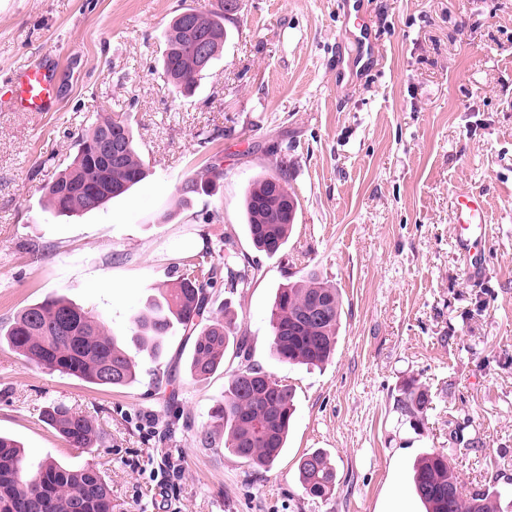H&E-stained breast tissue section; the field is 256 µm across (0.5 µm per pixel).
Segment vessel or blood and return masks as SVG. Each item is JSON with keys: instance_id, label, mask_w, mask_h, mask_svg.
Listing matches in <instances>:
<instances>
[{"instance_id": "1", "label": "vessel or blood", "mask_w": 512, "mask_h": 512, "mask_svg": "<svg viewBox=\"0 0 512 512\" xmlns=\"http://www.w3.org/2000/svg\"><path fill=\"white\" fill-rule=\"evenodd\" d=\"M343 38L352 40L358 47L359 57L373 59L375 43L370 26L356 21L354 28L344 29ZM57 106L54 74L50 65H37L12 74L0 86V108L20 112H50ZM454 221L460 228L459 248L464 257H471L485 239L488 222L485 201L478 196L461 193L454 201Z\"/></svg>"}]
</instances>
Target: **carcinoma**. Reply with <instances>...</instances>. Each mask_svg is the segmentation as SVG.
<instances>
[{"label": "carcinoma", "instance_id": "cac0c4a2", "mask_svg": "<svg viewBox=\"0 0 512 512\" xmlns=\"http://www.w3.org/2000/svg\"><path fill=\"white\" fill-rule=\"evenodd\" d=\"M224 0H215L208 12L195 20L211 42L210 60L224 45ZM161 67L167 80L183 95L191 94L203 71L196 69L187 42L174 20L164 35ZM112 133L121 145L120 160L105 164L98 138ZM288 169L257 178L245 197L248 234L254 248L267 255L279 253L291 235L297 209L286 211L285 201L298 202L287 187ZM147 177L132 128L119 115L106 113L78 140L71 162L45 188V210L82 214L101 208ZM223 172L211 166L179 181L180 201L212 191ZM177 279L158 289L145 313L134 319V336L158 357L167 336L176 330L193 340L190 373L204 379L224 364L231 346L242 350L235 336L236 317L223 305L215 306L216 285L247 287L222 267L206 248L185 258ZM342 300L337 288L309 273L277 290L270 312L272 347L276 357L292 365L318 366L336 350ZM26 360L100 387H124L135 382L134 358L111 336L105 323L85 309L62 298H48L23 308L0 341ZM295 392L291 385L253 366H244L217 402L213 418L224 426V447L244 462L268 469L286 448ZM428 394L409 386L397 400L404 415L423 413ZM43 421L73 448H93L102 439L92 417L63 403L42 411ZM305 493L325 497L335 488L336 473L326 454L313 451L298 464ZM458 475L442 452L427 454L414 471V491L425 512H493L490 494L478 488L468 494L452 491ZM0 512H115L112 489L105 475L90 466L70 467L54 460L43 462L31 474L19 443L0 434Z\"/></svg>", "mask_w": 512, "mask_h": 512}]
</instances>
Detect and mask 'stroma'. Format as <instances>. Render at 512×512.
I'll return each mask as SVG.
<instances>
[{"instance_id": "stroma-1", "label": "stroma", "mask_w": 512, "mask_h": 512, "mask_svg": "<svg viewBox=\"0 0 512 512\" xmlns=\"http://www.w3.org/2000/svg\"><path fill=\"white\" fill-rule=\"evenodd\" d=\"M213 0H0V79L46 62L53 112L0 111V326L49 296L101 317L138 380L101 388L0 343V434L28 462L104 472L119 512H424L418 459L444 451L465 491L512 512V0H363L379 54L356 65L342 0H241L224 48L184 98L160 66L170 20ZM131 125L148 177L100 210L58 216L44 188L104 113ZM288 167L300 208L270 257L246 232L257 177ZM217 166L213 194L176 185ZM483 194L481 272L456 244L452 198ZM232 242L249 284L218 302L243 356L205 379L181 333L152 357L132 321L182 259ZM314 273L342 297L336 352L309 369L272 351L278 288ZM293 385L288 446L268 470L224 447L214 406L241 364ZM428 392L419 419L397 408ZM62 402L103 442L70 447L40 416ZM326 453L333 493L306 496L298 462ZM428 402V394L419 387L408 386L403 392L402 397L397 400V408L404 415L416 418L423 413Z\"/></svg>"}]
</instances>
